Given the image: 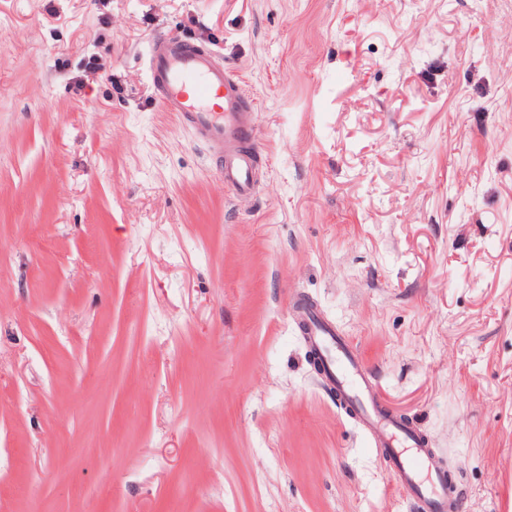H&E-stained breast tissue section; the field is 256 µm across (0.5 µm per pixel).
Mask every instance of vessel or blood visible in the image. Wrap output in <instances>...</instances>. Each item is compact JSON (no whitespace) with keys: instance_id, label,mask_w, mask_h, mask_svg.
Returning <instances> with one entry per match:
<instances>
[{"instance_id":"obj_1","label":"vessel or blood","mask_w":512,"mask_h":512,"mask_svg":"<svg viewBox=\"0 0 512 512\" xmlns=\"http://www.w3.org/2000/svg\"><path fill=\"white\" fill-rule=\"evenodd\" d=\"M146 58L150 83L165 111L189 125L219 158L225 186L238 198H251L257 167L256 115L240 79L216 62L211 50L184 36L153 39ZM301 320L309 343L325 356V386L354 404L358 427L389 463L413 512H455L448 474L438 467L429 441L382 406L371 371L331 324L308 307Z\"/></svg>"}]
</instances>
